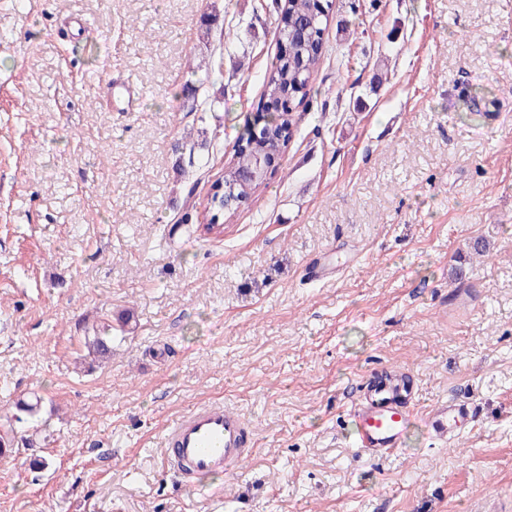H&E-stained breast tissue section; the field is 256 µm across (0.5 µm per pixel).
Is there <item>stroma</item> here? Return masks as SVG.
<instances>
[{
	"label": "stroma",
	"instance_id": "35a3bbf8",
	"mask_svg": "<svg viewBox=\"0 0 512 512\" xmlns=\"http://www.w3.org/2000/svg\"><path fill=\"white\" fill-rule=\"evenodd\" d=\"M280 5L0 0V425L42 399L0 512H512V0H335L278 171L206 236ZM125 309L84 372L85 328ZM385 374L415 419L372 458L348 409ZM453 399L450 442L427 417ZM208 401L251 448L189 486L161 439ZM435 414L432 427L442 436L448 435V441L457 436L471 420L467 405L457 401L439 406Z\"/></svg>",
	"mask_w": 512,
	"mask_h": 512
}]
</instances>
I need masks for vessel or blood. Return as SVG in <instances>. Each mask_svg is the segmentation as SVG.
<instances>
[{
  "mask_svg": "<svg viewBox=\"0 0 512 512\" xmlns=\"http://www.w3.org/2000/svg\"><path fill=\"white\" fill-rule=\"evenodd\" d=\"M353 443L370 455L397 451L408 428L410 410L388 392H369L349 410ZM471 420L465 403L453 401L437 408L432 426L442 435L455 437ZM250 429L237 412L223 402L197 405L170 426L163 439L169 463L185 477L210 472L235 471L246 456Z\"/></svg>",
  "mask_w": 512,
  "mask_h": 512,
  "instance_id": "obj_1",
  "label": "vessel or blood"
}]
</instances>
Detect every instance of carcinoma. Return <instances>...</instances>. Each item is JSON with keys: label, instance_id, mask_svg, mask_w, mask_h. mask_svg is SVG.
Masks as SVG:
<instances>
[{"label": "carcinoma", "instance_id": "1", "mask_svg": "<svg viewBox=\"0 0 512 512\" xmlns=\"http://www.w3.org/2000/svg\"><path fill=\"white\" fill-rule=\"evenodd\" d=\"M333 0H282L276 26L277 53L263 77L261 101L274 106L260 136L241 135L234 145V161L224 168V179L215 183L205 215L206 224L220 223L235 214V200L251 198L264 183L245 185L241 172L262 157L277 172L279 159L294 136V112L305 107L315 93V80L323 63L328 22ZM111 325L93 329L84 336L89 364L112 356Z\"/></svg>", "mask_w": 512, "mask_h": 512}]
</instances>
